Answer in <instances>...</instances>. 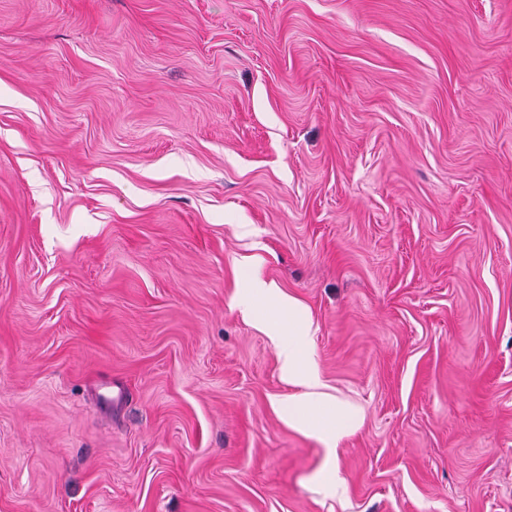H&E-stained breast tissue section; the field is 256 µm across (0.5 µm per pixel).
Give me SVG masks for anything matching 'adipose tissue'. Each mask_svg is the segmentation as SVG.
Wrapping results in <instances>:
<instances>
[{
  "mask_svg": "<svg viewBox=\"0 0 512 512\" xmlns=\"http://www.w3.org/2000/svg\"><path fill=\"white\" fill-rule=\"evenodd\" d=\"M287 311V323L266 319L263 328L277 348L281 377L294 388L288 399V423L299 431L317 437L328 449L357 428L362 417L349 402L326 392L310 347L311 324L301 306L276 283L253 277L238 295V307L255 313L260 303Z\"/></svg>",
  "mask_w": 512,
  "mask_h": 512,
  "instance_id": "obj_1",
  "label": "adipose tissue"
}]
</instances>
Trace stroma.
<instances>
[{
	"mask_svg": "<svg viewBox=\"0 0 512 512\" xmlns=\"http://www.w3.org/2000/svg\"><path fill=\"white\" fill-rule=\"evenodd\" d=\"M0 512H512V0H0ZM288 310V326L273 318L265 319L263 329L277 348L281 377L298 393L288 397V423L299 431L317 437L328 449L357 428L359 411L347 400L325 391L310 347L311 324L301 306L274 282L255 275L248 288L237 296V306L255 313L261 302Z\"/></svg>",
	"mask_w": 512,
	"mask_h": 512,
	"instance_id": "35a3bbf8",
	"label": "stroma"
}]
</instances>
